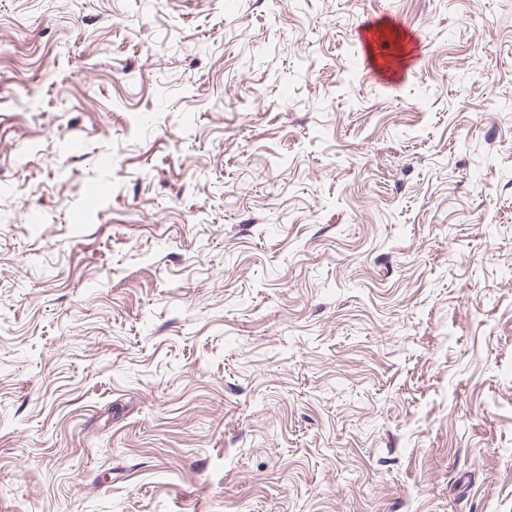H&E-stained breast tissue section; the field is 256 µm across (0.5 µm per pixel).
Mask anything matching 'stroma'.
<instances>
[{
  "label": "stroma",
  "mask_w": 512,
  "mask_h": 512,
  "mask_svg": "<svg viewBox=\"0 0 512 512\" xmlns=\"http://www.w3.org/2000/svg\"><path fill=\"white\" fill-rule=\"evenodd\" d=\"M11 166L0 512H512V0H0Z\"/></svg>",
  "instance_id": "35a3bbf8"
}]
</instances>
